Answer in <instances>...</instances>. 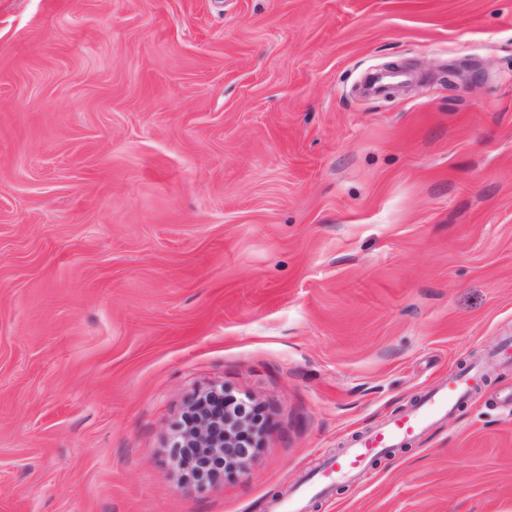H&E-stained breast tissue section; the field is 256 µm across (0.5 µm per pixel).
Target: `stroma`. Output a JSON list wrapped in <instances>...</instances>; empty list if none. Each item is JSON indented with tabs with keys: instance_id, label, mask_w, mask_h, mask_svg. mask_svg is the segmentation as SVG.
<instances>
[{
	"instance_id": "obj_1",
	"label": "stroma",
	"mask_w": 512,
	"mask_h": 512,
	"mask_svg": "<svg viewBox=\"0 0 512 512\" xmlns=\"http://www.w3.org/2000/svg\"><path fill=\"white\" fill-rule=\"evenodd\" d=\"M509 340L512 0H0V512H512ZM214 387L267 421L195 492ZM473 376L454 375L445 385L434 388L419 407L404 416L369 432L343 453L342 459L330 465L318 483L319 492L327 487V480L353 477L365 463L380 453L399 448L407 439L426 429L430 424L448 416L470 391Z\"/></svg>"
}]
</instances>
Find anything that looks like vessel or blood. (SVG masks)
Returning <instances> with one entry per match:
<instances>
[{
  "label": "vessel or blood",
  "mask_w": 512,
  "mask_h": 512,
  "mask_svg": "<svg viewBox=\"0 0 512 512\" xmlns=\"http://www.w3.org/2000/svg\"><path fill=\"white\" fill-rule=\"evenodd\" d=\"M470 386L469 377L455 375L445 385L432 389L418 408L369 432L346 449L341 460L324 471L319 489H326L327 481L332 477L354 476L369 459L400 447L416 433L448 416L466 398Z\"/></svg>",
  "instance_id": "1"
}]
</instances>
